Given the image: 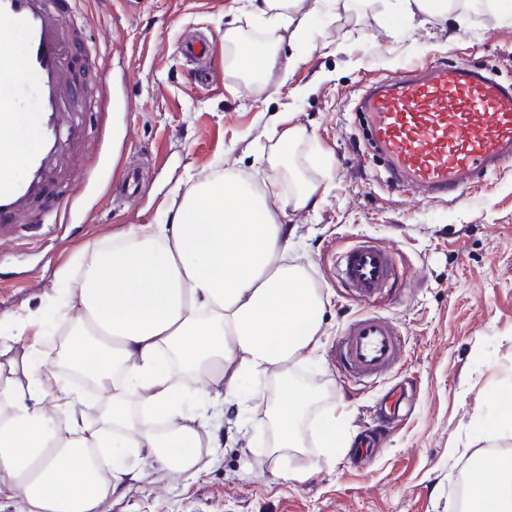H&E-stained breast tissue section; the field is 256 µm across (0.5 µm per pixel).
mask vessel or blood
<instances>
[{"label":"vessel or blood","mask_w":512,"mask_h":512,"mask_svg":"<svg viewBox=\"0 0 512 512\" xmlns=\"http://www.w3.org/2000/svg\"><path fill=\"white\" fill-rule=\"evenodd\" d=\"M75 2L0 0V244L13 239L17 221L33 218L35 203L58 221L81 204L79 197H59L51 189L54 173L72 162V147L85 137L72 117L79 81L65 61L69 43L80 36L71 23ZM22 68L37 74L33 89L17 82ZM29 98L37 109V144L18 173L5 164L13 151L7 132ZM364 110L371 138L392 170L393 191L458 201L475 172L512 163V84L471 66H430L393 78L367 95ZM336 275L370 309L348 324L336 344L347 383L362 384L403 359L399 329L372 311L395 284L397 251L357 242L337 254Z\"/></svg>","instance_id":"b4317fda"}]
</instances>
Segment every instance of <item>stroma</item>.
Returning <instances> with one entry per match:
<instances>
[{
    "label": "stroma",
    "mask_w": 512,
    "mask_h": 512,
    "mask_svg": "<svg viewBox=\"0 0 512 512\" xmlns=\"http://www.w3.org/2000/svg\"><path fill=\"white\" fill-rule=\"evenodd\" d=\"M75 23L95 46L112 86V108L79 120L110 132L118 165L107 191L84 195L71 222L23 224L0 246V314L38 313L56 288V271L132 224L158 223L174 194L223 171L262 184L281 133L298 129L292 165L316 187L313 208L289 211L294 247L327 298L322 346L297 367L324 396L301 420L302 445L267 455L265 405L221 418L217 462L197 478L141 481L106 512H458L456 482L487 453H512V422L499 401L512 392V166L489 173L464 199L392 191L387 166L355 107L364 90L405 69L466 63L512 83V0L487 24L476 0L418 25L402 0H359L345 14L323 0H300L305 42L257 18L252 0H81ZM210 36L198 64L178 53L183 39ZM271 45L289 75L245 82L232 59L253 42ZM142 184L123 195L127 167ZM361 240L396 248L408 273L399 292L375 306L400 328L402 363L387 376L348 385L336 342L362 314L336 279V255ZM401 389L407 410L377 451L357 443L373 434L387 393ZM335 414L351 448L322 451L315 427Z\"/></svg>",
    "instance_id": "stroma-1"
}]
</instances>
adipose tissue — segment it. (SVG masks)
<instances>
[{"label": "adipose tissue", "mask_w": 512, "mask_h": 512, "mask_svg": "<svg viewBox=\"0 0 512 512\" xmlns=\"http://www.w3.org/2000/svg\"><path fill=\"white\" fill-rule=\"evenodd\" d=\"M284 219L267 188L224 175L191 185L164 223L132 225L59 269L45 310L68 331V372L35 347L0 343V498L24 512H105L146 465L199 476L218 439L187 407L183 379L231 409L244 377L272 376L256 396L272 450L300 447L313 400L292 368L320 349L326 300L289 263ZM74 372L111 395L102 426L86 423ZM490 464L495 476L471 486L467 512H512V459Z\"/></svg>", "instance_id": "obj_1"}]
</instances>
